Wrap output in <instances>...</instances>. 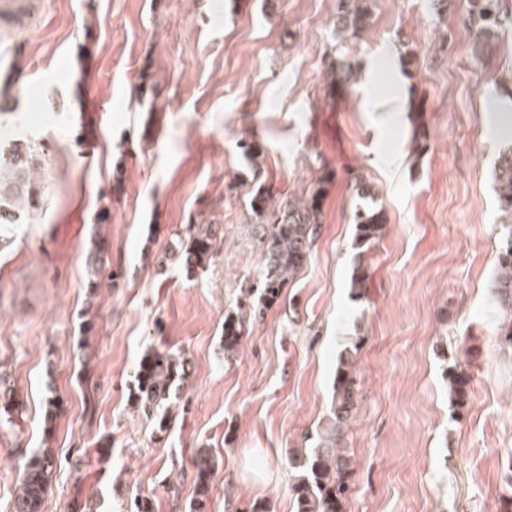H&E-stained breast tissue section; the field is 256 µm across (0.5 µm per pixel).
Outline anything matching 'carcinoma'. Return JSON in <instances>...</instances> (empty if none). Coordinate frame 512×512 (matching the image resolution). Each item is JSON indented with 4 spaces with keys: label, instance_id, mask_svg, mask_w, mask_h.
<instances>
[{
    "label": "carcinoma",
    "instance_id": "1",
    "mask_svg": "<svg viewBox=\"0 0 512 512\" xmlns=\"http://www.w3.org/2000/svg\"><path fill=\"white\" fill-rule=\"evenodd\" d=\"M366 0H338L333 20L337 40L360 36L369 23ZM500 0H471L465 23L471 28L475 48L485 46L501 24ZM327 93L330 96L349 89L355 80L357 64L344 55L329 57L325 63ZM45 149L27 139L15 137L8 147L0 149V224H14L21 213L37 215L42 211L46 192L41 175ZM355 191L361 203L353 213L356 225L354 247L358 250L357 263L352 269L350 288L356 297L364 294L371 277V267L364 256L371 252L382 237L386 224L384 210L378 205L373 187L363 176H353ZM331 176L324 174L312 188L300 197L272 202L269 192L259 186L251 200L254 223L259 225L260 238L265 245L266 262L259 271V301L248 308L227 314L224 318V354L238 350L248 330V324L263 319L265 311L279 300L283 288L292 285L298 273L311 256L322 219L324 185ZM495 195L501 215V245L497 253L494 288L496 301L504 318L499 326V343L504 351L512 352V145L500 150L494 165ZM222 228L218 224H195L178 235L175 256L183 261L186 271L205 266L218 250ZM85 256L88 272L87 287L96 291L101 282L113 281L115 274L102 255L100 244ZM364 337L358 336L353 348L339 358L333 382L329 422L317 435L315 447L308 449L301 459H292L300 470L290 485L289 494L294 512H344L349 492L348 478L353 470L351 455L345 448V430L357 407V377L354 351ZM186 359L167 351L155 349L143 356L136 374V383L130 391V400L138 413L155 422L159 432L171 424L172 405L183 399L181 386L186 380ZM451 405L462 410L469 394V375L464 366L454 362L445 370ZM63 408L61 397L54 391L44 400V437L51 436L55 421ZM20 402L10 390H0V419L16 424ZM55 456L50 448H42L26 459L22 466L18 490L12 512H41L44 496L54 474ZM193 467L198 478L197 510H202L208 495L214 469L213 457L206 448L197 450Z\"/></svg>",
    "mask_w": 512,
    "mask_h": 512
}]
</instances>
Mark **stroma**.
<instances>
[{
  "label": "stroma",
  "mask_w": 512,
  "mask_h": 512,
  "mask_svg": "<svg viewBox=\"0 0 512 512\" xmlns=\"http://www.w3.org/2000/svg\"><path fill=\"white\" fill-rule=\"evenodd\" d=\"M26 26L0 27V123L47 149L34 223L0 227V382L23 406L0 424V512L43 440L55 388L57 466L42 512H191L197 449L216 464L204 512H294L291 459L329 417L336 365L363 337L345 512H502L512 466V353L502 352L493 281L500 238L487 120L512 88V0L484 50L469 0H367L369 24L335 44L336 0H41ZM418 63L404 67L399 43ZM361 65L328 97L331 46ZM111 105L97 112L88 100ZM427 134L413 139L415 123ZM264 145L258 167L242 142ZM334 177L304 270L225 358L224 318L257 296L264 262L249 201ZM387 224L351 295L352 174ZM190 224H220L195 272L163 255ZM107 241L116 283L85 288L84 257ZM95 328L84 333L85 320ZM184 356L185 412L156 434L130 405L143 355ZM468 363L454 415L441 353ZM63 408V401L56 391H50L49 395L44 400V437L47 442V438L51 436L55 421L57 420L60 412Z\"/></svg>",
  "instance_id": "obj_1"
}]
</instances>
